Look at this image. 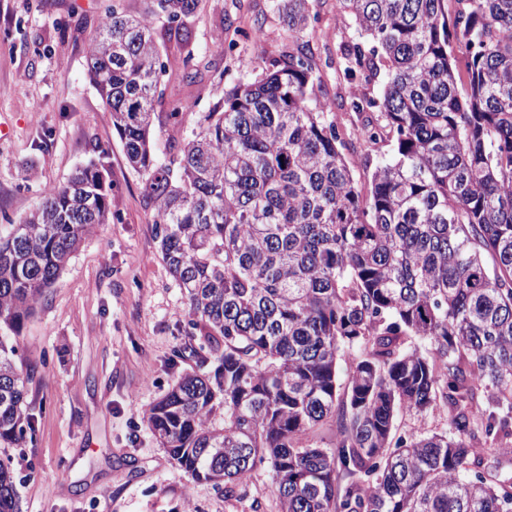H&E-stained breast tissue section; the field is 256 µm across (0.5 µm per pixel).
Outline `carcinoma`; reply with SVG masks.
I'll return each instance as SVG.
<instances>
[{
	"label": "carcinoma",
	"mask_w": 512,
	"mask_h": 512,
	"mask_svg": "<svg viewBox=\"0 0 512 512\" xmlns=\"http://www.w3.org/2000/svg\"><path fill=\"white\" fill-rule=\"evenodd\" d=\"M201 0H112L87 69L129 164L144 176L161 260L215 365L180 376L145 412L194 481L235 496L257 466L280 512H512V0H336L359 40L343 75L381 95L336 102L305 36L322 0H274L291 52L224 89L190 135L154 149L174 45L193 78ZM182 22L156 31L155 22ZM466 80L457 81L456 55ZM389 142L362 192L336 109ZM112 221L94 162L0 224V447L31 423L16 337L81 243ZM349 351L347 383L338 360ZM441 433L395 436L401 410ZM336 424L321 448L310 433ZM485 447L497 465L474 472ZM0 512H19L0 461Z\"/></svg>",
	"instance_id": "carcinoma-1"
}]
</instances>
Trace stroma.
Returning a JSON list of instances; mask_svg holds the SVG:
<instances>
[{"label": "stroma", "instance_id": "obj_1", "mask_svg": "<svg viewBox=\"0 0 512 512\" xmlns=\"http://www.w3.org/2000/svg\"><path fill=\"white\" fill-rule=\"evenodd\" d=\"M112 0H0V224L21 222L46 190L90 161L110 183L112 221L100 225L37 304L17 338L32 372L25 406L31 435L0 448L16 479L22 512H278L272 475L255 468L240 496L181 472L148 428L146 409L211 352L189 324L186 301L159 254L144 178L126 160L112 114L85 71L87 43ZM263 36L253 39L254 22ZM197 75L182 77L170 55L163 100L191 104L181 125L156 134L157 153L183 137L237 83L293 47L272 0H202L187 22ZM234 41L216 53L215 35ZM307 38L322 65L327 98H350L336 61L355 41L349 21L324 0ZM360 188L364 155L385 144L357 139L350 113L337 111Z\"/></svg>", "mask_w": 512, "mask_h": 512}]
</instances>
